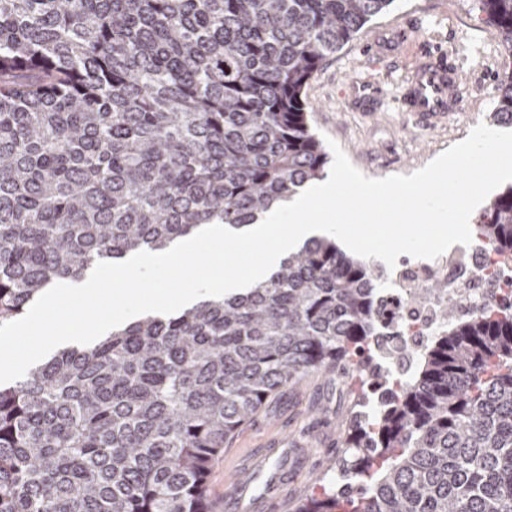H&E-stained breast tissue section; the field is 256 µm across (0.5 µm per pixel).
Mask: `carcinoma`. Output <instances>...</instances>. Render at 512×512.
Instances as JSON below:
<instances>
[{
	"label": "carcinoma",
	"mask_w": 512,
	"mask_h": 512,
	"mask_svg": "<svg viewBox=\"0 0 512 512\" xmlns=\"http://www.w3.org/2000/svg\"><path fill=\"white\" fill-rule=\"evenodd\" d=\"M393 0H0V323L101 261L257 223L325 178L303 90ZM512 54V0H474ZM494 120L512 122V71ZM478 236L512 258V186ZM380 282L329 237L231 298L146 313L0 384V512H211L224 443L313 371L358 373L342 484L296 512H512V298L401 383Z\"/></svg>",
	"instance_id": "carcinoma-1"
}]
</instances>
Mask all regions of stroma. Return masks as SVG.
Returning a JSON list of instances; mask_svg holds the SVG:
<instances>
[{"label": "stroma", "instance_id": "1", "mask_svg": "<svg viewBox=\"0 0 512 512\" xmlns=\"http://www.w3.org/2000/svg\"><path fill=\"white\" fill-rule=\"evenodd\" d=\"M400 31L407 33L413 49L446 50L463 74L461 106L443 127L423 128L399 111L396 98L407 74L405 56L376 68L366 57L375 38ZM503 53L484 14L470 9L466 0H393L310 79L305 89L308 123L318 139H333L367 177L411 174L464 140L478 124L493 125L497 79L506 68ZM368 76L379 84L384 101L371 115L354 111L342 94L348 83ZM352 386L346 373L311 374L305 386L284 390L237 432L209 470L214 512H224V465L239 449L284 436L289 447L311 449L313 462L330 466L353 410Z\"/></svg>", "mask_w": 512, "mask_h": 512}]
</instances>
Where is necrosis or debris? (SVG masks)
Returning a JSON list of instances; mask_svg holds the SVG:
<instances>
[{"label": "necrosis or debris", "instance_id": "1", "mask_svg": "<svg viewBox=\"0 0 512 512\" xmlns=\"http://www.w3.org/2000/svg\"><path fill=\"white\" fill-rule=\"evenodd\" d=\"M434 280L444 288L428 306H414L409 298L415 289ZM381 285L382 308L378 318L383 334L413 352H420L440 330L437 310L445 304L458 305L463 314L481 311L489 297L512 296V264L503 265L483 239L460 244L434 260L408 258L399 269L387 273Z\"/></svg>", "mask_w": 512, "mask_h": 512}]
</instances>
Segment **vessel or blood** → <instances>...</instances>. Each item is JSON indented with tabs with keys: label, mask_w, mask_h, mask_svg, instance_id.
I'll list each match as a JSON object with an SVG mask.
<instances>
[{
	"label": "vessel or blood",
	"mask_w": 512,
	"mask_h": 512,
	"mask_svg": "<svg viewBox=\"0 0 512 512\" xmlns=\"http://www.w3.org/2000/svg\"><path fill=\"white\" fill-rule=\"evenodd\" d=\"M461 85L462 74L445 52H425L412 60L397 102L421 126L437 128L459 108ZM347 91L357 111L370 114L381 106L380 93L371 81L349 84ZM302 454L284 439L238 454L224 471L225 512H283Z\"/></svg>",
	"instance_id": "vessel-or-blood-1"
}]
</instances>
